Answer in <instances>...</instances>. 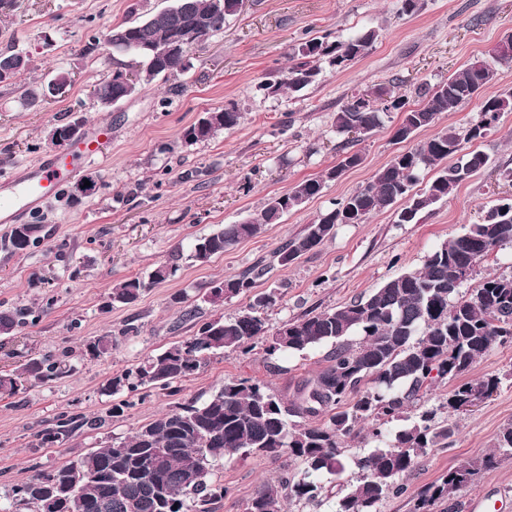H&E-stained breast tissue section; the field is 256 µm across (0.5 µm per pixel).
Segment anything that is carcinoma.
<instances>
[{
  "label": "carcinoma",
  "mask_w": 512,
  "mask_h": 512,
  "mask_svg": "<svg viewBox=\"0 0 512 512\" xmlns=\"http://www.w3.org/2000/svg\"><path fill=\"white\" fill-rule=\"evenodd\" d=\"M237 0H176L174 6L137 23L109 26L102 44H112V73L94 86L93 95L123 101L143 83L168 79L186 71L180 58L161 53L176 35L190 37L189 47L206 40L236 14ZM380 30L368 27L347 39L314 37L292 48L295 60L282 78L259 85L267 95L297 94L315 82L321 64L344 68L364 57ZM129 57L126 64L122 58ZM29 58L18 52L0 53V72L15 77L27 70ZM132 74V83L119 78ZM496 81V67L475 61L456 69L433 87H419L421 102L412 106L394 86L379 84L353 94L336 112V134L345 136L338 148L342 158L319 178L302 180L268 200L263 209L237 223L201 237L191 257L206 262L236 243L258 236L264 226L278 224L285 214L319 196L327 181L359 165L357 142L384 125L393 112L401 113L394 138L405 141L436 125L440 115L457 112L473 100L478 86ZM480 119L467 127L446 126L414 148L396 155L366 185L342 198L302 232L287 239L276 251L286 265L314 250L334 234L340 224H364L399 201L397 223L411 224L421 213L451 196L457 187L487 164L478 151L465 144L483 138L503 112H512V92L484 99ZM241 113L234 107L208 112L206 124L188 128L190 142L211 138L220 130L236 127ZM435 169V178L421 193H412L421 172ZM37 224H16L9 246L22 252L38 240ZM512 246V198L491 206L479 224L441 243L422 267L404 272L369 294L350 303L304 318L287 321L272 330L262 314L275 306L269 293L253 299L241 314L203 322L195 335L148 358L135 371L112 378L109 387L163 390L192 375L210 355L222 352L247 354L255 340L268 338L266 352L303 353L329 345L326 365L302 383L300 395L313 391L317 400L285 402L263 382L249 378L228 379L203 403L188 401L143 424L116 444H105L78 456L66 465L38 473L15 485L9 505L0 512H213L214 501L227 489L212 480L215 469L227 457L262 455L275 461L288 457L304 465L300 478L288 475L263 484L251 497L246 512H281L284 499L314 502L322 493L317 475L336 471L342 440L359 433L370 420V437L377 448L354 461L359 482L338 501L336 512H378V505L402 490L398 479L411 469L414 458L428 448H444L452 435L448 426L435 421V411L425 410L410 425L392 434L384 426L404 418V413L428 384L448 378L456 384L448 392L444 408L461 413L474 394H493L500 384L496 375L465 379L471 366L496 345L512 343V275L485 277L467 299L459 289L473 279L479 263L488 255ZM182 259L180 248L157 265L150 281L128 279L112 288V302L132 304L147 288L174 276ZM266 271L259 260L238 275L225 279L224 295L251 292ZM27 311L1 310L0 335H9L25 323ZM99 357L112 350V336L87 343ZM68 373L66 364L47 357L34 358L12 374H0V394L14 395L26 385L53 380ZM370 382L373 387L361 390ZM320 415V424L305 422ZM85 417L61 414L44 431L42 441L66 444L88 425ZM494 465L488 455L462 463L441 475L418 494L413 512H455V497L475 475Z\"/></svg>",
  "instance_id": "obj_1"
}]
</instances>
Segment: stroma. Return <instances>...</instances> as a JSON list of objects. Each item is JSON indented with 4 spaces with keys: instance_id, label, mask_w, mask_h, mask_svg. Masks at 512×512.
<instances>
[{
    "instance_id": "1",
    "label": "stroma",
    "mask_w": 512,
    "mask_h": 512,
    "mask_svg": "<svg viewBox=\"0 0 512 512\" xmlns=\"http://www.w3.org/2000/svg\"><path fill=\"white\" fill-rule=\"evenodd\" d=\"M173 0H16L0 18V52L30 59L15 84H0V177L24 185L52 151L50 132L83 116L85 127L112 132L107 161L81 168L70 178L98 181L99 190L78 199L59 195L23 216L41 227L40 240L23 253L5 248L11 227L0 223V310H31L30 322L0 336V371L19 368L48 354L64 358L69 373L11 397H0V500L33 468L51 470L78 455L132 435L161 411L195 399L206 401L225 380L252 378L267 383L284 401L325 365L328 346L305 353L266 355V341L247 354L213 355L176 392L143 388L111 393L112 377L136 369L148 357L192 336L200 321L244 310L249 296L221 301L209 297L212 283L236 276L257 260L267 274L256 290L275 291L279 303L266 313L270 327L335 308L378 288L406 269L422 267L441 242L481 222L504 186L499 169L512 167V112L501 113L496 131L473 142L487 165L436 203L415 224H400L394 211L364 224L339 226L313 251L280 265L276 251L289 237L371 181L413 140L395 141L400 120L391 114L383 128L357 144L363 161L326 182L318 197L265 226L257 237L200 263L189 256L196 238L259 212L267 200L293 184L321 176L340 160L334 117L347 97L388 81L417 104V85L437 84L470 60L490 59L505 33H512V0H420L411 15L401 0H248L227 17L221 31L192 50L191 67L178 78L141 85L129 98L103 107L92 94L111 73L112 54L88 50L90 37L107 26L132 23L168 8ZM380 30L368 54L346 69L323 67L318 82L298 98L269 96L259 85L286 69L294 44L329 34L350 37L363 28ZM70 83L63 94L24 104L28 89H43L59 73ZM236 107L237 127L214 137L186 142L183 131L204 112ZM184 256L176 276L148 288L131 305L111 303L113 286L147 278L175 247ZM201 318L182 321L186 308ZM112 334L110 354H85L87 340ZM499 375L500 387L472 411L448 415L442 405L451 388L434 381L424 406L436 407L438 421L452 425L447 447L420 454L402 477V493L386 498L379 512H410L413 500L448 468L495 453L493 468L477 474L460 494L463 503L483 498L480 512H512V452L495 450L498 431L512 423V345L494 346L468 372L475 379ZM122 406L113 415V406ZM422 405V406H423ZM97 419L67 444L41 443L40 433L61 413ZM368 432L346 439L341 467L323 475L322 503L284 500L285 512H336V502L356 485L352 459L373 451ZM298 476L300 463L282 464L260 455L226 459L214 479L227 487L214 512H245L258 486L281 470Z\"/></svg>"
}]
</instances>
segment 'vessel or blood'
<instances>
[{"instance_id":"vessel-or-blood-1","label":"vessel or blood","mask_w":512,"mask_h":512,"mask_svg":"<svg viewBox=\"0 0 512 512\" xmlns=\"http://www.w3.org/2000/svg\"><path fill=\"white\" fill-rule=\"evenodd\" d=\"M105 137V131L101 130L79 144L57 148L53 151L47 165L33 168L20 194L21 210L32 211L58 194L77 163L105 160L107 157Z\"/></svg>"}]
</instances>
